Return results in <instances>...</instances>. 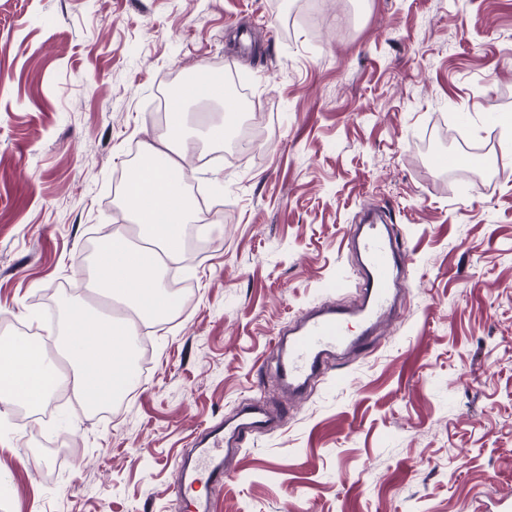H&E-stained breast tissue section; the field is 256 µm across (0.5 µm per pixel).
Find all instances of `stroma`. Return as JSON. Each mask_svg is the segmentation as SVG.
Listing matches in <instances>:
<instances>
[{
  "label": "stroma",
  "mask_w": 512,
  "mask_h": 512,
  "mask_svg": "<svg viewBox=\"0 0 512 512\" xmlns=\"http://www.w3.org/2000/svg\"><path fill=\"white\" fill-rule=\"evenodd\" d=\"M317 2L0 0L5 335L51 348L60 297L101 305L76 288L85 252L129 226L117 176L161 132L169 84L232 71L264 118L241 157L182 162L223 220L172 268L192 303L156 324L122 419L71 395L0 429V512H181L177 461L263 401L276 419L225 457L214 512H480L483 494L512 496V0ZM435 141L486 164L438 167ZM371 207L406 255L407 303L288 399L269 346L311 308L354 302L347 239Z\"/></svg>",
  "instance_id": "1"
}]
</instances>
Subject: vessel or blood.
I'll use <instances>...</instances> for the list:
<instances>
[{
    "mask_svg": "<svg viewBox=\"0 0 512 512\" xmlns=\"http://www.w3.org/2000/svg\"><path fill=\"white\" fill-rule=\"evenodd\" d=\"M360 257L358 270L361 299L357 305L330 302L297 321L289 337H276V357L289 393H298L317 374L326 357L361 352L371 336L386 323L398 294L405 286L398 271L405 255L387 225L377 222L355 225L350 233ZM182 482L211 487L224 479V433L216 429L208 444L199 448L193 464L179 463Z\"/></svg>",
    "mask_w": 512,
    "mask_h": 512,
    "instance_id": "1",
    "label": "vessel or blood"
}]
</instances>
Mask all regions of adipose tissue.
Instances as JSON below:
<instances>
[{
    "label": "adipose tissue",
    "instance_id": "adipose-tissue-1",
    "mask_svg": "<svg viewBox=\"0 0 512 512\" xmlns=\"http://www.w3.org/2000/svg\"><path fill=\"white\" fill-rule=\"evenodd\" d=\"M188 143L179 122L146 147L151 166L130 179L118 200L132 215L139 238L112 232L94 257L91 277L96 287L121 303L128 317L100 314L86 302L61 299L62 344L72 367L68 377L52 356L26 339L0 340V404L42 407L64 381L87 409L110 404L137 388L132 375L137 324L159 322L174 313L165 274L183 258L185 225L198 221L178 161Z\"/></svg>",
    "mask_w": 512,
    "mask_h": 512
}]
</instances>
